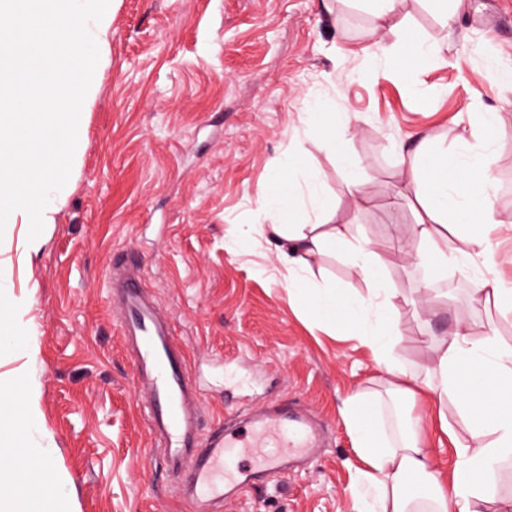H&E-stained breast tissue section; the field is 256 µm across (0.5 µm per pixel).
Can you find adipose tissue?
<instances>
[{
	"label": "adipose tissue",
	"mask_w": 512,
	"mask_h": 512,
	"mask_svg": "<svg viewBox=\"0 0 512 512\" xmlns=\"http://www.w3.org/2000/svg\"><path fill=\"white\" fill-rule=\"evenodd\" d=\"M489 148L485 141L476 148L453 149L441 163L429 162L426 137L400 148L410 176L394 183L393 190L399 195L413 192V235L436 267L458 266L490 249L487 239L459 233L477 217L486 224L501 221L490 203ZM306 186L310 199L317 202L315 217L306 224L289 221L301 200L290 181L273 177L263 196L264 205L280 218L266 226L265 234L274 240L290 281L314 277L327 254H348L352 272L368 284L369 293L362 297L341 288L318 289L312 305L317 316L352 326L363 336L395 391L412 400L421 395L429 399L440 430L448 428V400H455L468 420L466 436L453 440L456 462L447 481L433 466L419 419L390 428L384 422L386 405L380 393L359 392L348 398L342 414L356 452L369 468L373 495L364 512H416L422 505L428 512H448L452 505L458 512H483L484 504L494 500L493 472L501 461L512 458V350L501 347L494 337H473L458 325L439 347L427 381L391 361L387 352L400 332L384 266L367 242L352 240L349 225L333 223L330 205L318 200L317 173H309ZM11 390V385L0 384V512H36L39 487L54 483L57 474L42 465V449L20 439V426L39 425L40 417L30 407L23 421H16L3 405Z\"/></svg>",
	"instance_id": "1"
}]
</instances>
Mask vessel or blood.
Returning a JSON list of instances; mask_svg holds the SVG:
<instances>
[{"mask_svg": "<svg viewBox=\"0 0 512 512\" xmlns=\"http://www.w3.org/2000/svg\"><path fill=\"white\" fill-rule=\"evenodd\" d=\"M121 296L122 333L135 338L138 365L148 375L149 427L164 439L167 467L189 471L199 512L223 499L228 484L241 486L283 469L314 448V428L295 406H269L249 422L222 424L201 437L198 418L188 405L193 384L184 358L175 348L168 320L143 292L136 271L125 270Z\"/></svg>", "mask_w": 512, "mask_h": 512, "instance_id": "1", "label": "vessel or blood"}]
</instances>
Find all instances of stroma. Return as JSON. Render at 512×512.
<instances>
[{"label":"stroma","mask_w":512,"mask_h":512,"mask_svg":"<svg viewBox=\"0 0 512 512\" xmlns=\"http://www.w3.org/2000/svg\"><path fill=\"white\" fill-rule=\"evenodd\" d=\"M387 24L447 42L445 57L368 59L377 21L355 0H118L85 149L40 253L20 257L28 225L0 234V284L19 304L17 336L0 340V378L22 375L33 390L41 424L22 437L58 474L45 501L63 512H195L165 477L135 397V356L112 304L113 259L128 253L174 320L204 430L295 403L322 428L315 458L212 512H362L365 466L340 408L357 391L385 390L386 375L352 330L316 321L289 290L260 233L273 221L262 195L277 172L300 183L318 170L336 223L383 261L401 332L392 360L424 376L436 338L459 321L512 348V313L474 303L460 268L426 267L411 205L391 192L397 143L422 133L450 149L496 110L492 199L512 216V88L486 72L495 59L512 66V0H463L446 28L429 0H398ZM325 111L350 116L336 143L362 170L366 206H355L337 152L319 146ZM489 237L482 261L512 289V223ZM425 285L446 306L417 307ZM409 411L451 476L452 436L430 404L390 398L389 418Z\"/></svg>","instance_id":"obj_1"}]
</instances>
